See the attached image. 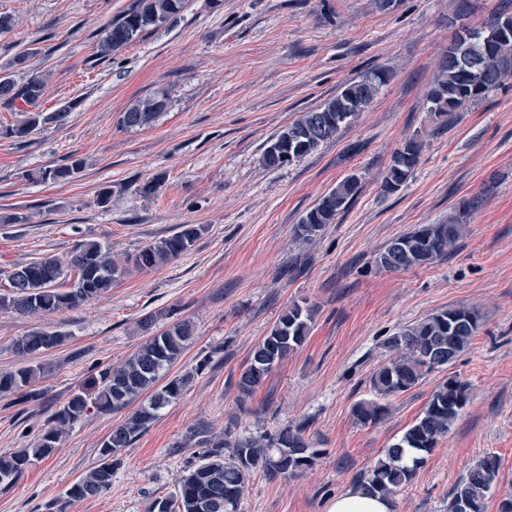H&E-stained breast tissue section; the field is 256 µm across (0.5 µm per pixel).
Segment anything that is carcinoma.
I'll return each instance as SVG.
<instances>
[{"instance_id":"obj_1","label":"carcinoma","mask_w":512,"mask_h":512,"mask_svg":"<svg viewBox=\"0 0 512 512\" xmlns=\"http://www.w3.org/2000/svg\"><path fill=\"white\" fill-rule=\"evenodd\" d=\"M184 4L185 0H133L118 19L101 31L97 54L105 58L120 52L142 33L174 19ZM473 32L480 34L481 52L486 55L487 65L483 68H466L456 60L459 39ZM30 59L31 52L23 51L11 63L13 71L0 73V106L14 110L20 105L23 112V118L15 124L0 127V136L22 140L47 123L64 124L75 108V104L66 103L48 114L40 110L46 77L30 66ZM17 72L23 77L15 78ZM511 77L512 8L506 5L482 25L463 26L458 30L439 62L428 94L429 112L446 122L454 113L486 99ZM385 84L386 74L378 69L344 84L334 97L301 113L275 135L263 152V165L281 169L313 153L364 111ZM170 103L165 91L141 98L122 113L121 124L127 130L148 128L169 109ZM421 151L422 142L416 138L408 139L395 151L382 185L385 193L401 189L418 165ZM83 168L84 160L71 155L67 163L43 168L29 177L42 182L71 181ZM357 190L356 176L340 181L296 225L297 237L310 240L325 225L334 223ZM481 198L478 194L463 201L459 208L448 213L445 222L423 224L394 239L377 257V265L390 270H409L447 256L463 235L466 215L480 206ZM202 230L200 224H183L173 236L139 250L131 261L141 270L164 266L188 252ZM69 269L76 272L77 279L69 290L61 292L56 283ZM123 274L124 270L110 258L108 247L83 239L75 244L65 265L53 258H42L14 268L8 275V292L0 293V309L31 315L69 309L100 296ZM313 317L311 308L299 305L283 312L251 351L250 362L237 382L240 400L250 397L288 354L304 343ZM478 328V315L459 306L387 338L390 358L371 376L373 397L352 407L354 420L363 426L384 420L388 413L384 400L413 388L431 372L455 361L471 344ZM193 335L191 323L175 322L150 337L121 365L102 370L94 399H88L84 393L71 394L30 447L0 455V484L18 479L34 462L52 456L62 434L84 418L89 407L100 413L117 412L146 394L147 404L102 442L97 465L68 488L66 497L47 502L44 512H66L67 503L92 498L110 489L112 475L121 465L122 450L132 444L161 409L178 399L194 375L206 366L204 359L194 370L166 378ZM65 340L61 333L33 331L18 337L12 351L27 361L62 345ZM39 372L40 368L28 365L0 372V398L38 399L39 394L31 387ZM467 400V386L456 378L449 377L439 384L416 422L358 478L361 489L389 498L409 484L425 463L426 454L448 434ZM305 431L306 426L299 424L276 433L230 441L225 435H211L204 425L192 428L189 440L197 442L202 452L183 475L177 494L155 499L150 512H239L248 478L254 473L261 472L270 480L290 478L315 464L319 452L309 446ZM498 475L496 458L486 456L477 461L452 489L447 512H484V500Z\"/></svg>"}]
</instances>
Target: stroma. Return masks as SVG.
Wrapping results in <instances>:
<instances>
[{"label":"stroma","instance_id":"obj_1","mask_svg":"<svg viewBox=\"0 0 512 512\" xmlns=\"http://www.w3.org/2000/svg\"><path fill=\"white\" fill-rule=\"evenodd\" d=\"M131 0H0L14 28L0 33V71L22 51L47 74L43 111L77 106L60 126L24 141L0 137V213L28 215L0 224V292L14 267L44 257L67 260L77 241L108 246L125 275L79 307L24 317L0 309V372L20 367L13 341L32 330L66 334L40 357L39 401L0 398V455L27 446L76 391L93 392L101 369L125 361L150 332L188 320L195 340L174 373L193 382L122 451L112 488L72 502L67 512H148L175 495L197 447L176 449L189 428L255 435L306 424L320 452L297 477L250 478L240 512H326L424 410L435 386L454 377L468 401L394 512H444L468 469L494 456L501 480L485 512L512 492V79L448 123L431 115L427 95L441 53L453 40L458 0H186L180 14L109 58L97 56L101 30ZM389 74L365 112L333 140L293 165L261 164L268 141L305 111L366 71ZM169 91L172 104L149 128L128 131L121 113L136 99ZM423 144L401 189L384 193L394 152ZM84 159L69 182L32 172ZM358 190L313 240L294 229L347 176ZM162 177L149 197L139 188ZM493 192H484L489 180ZM112 199L100 205L98 194ZM481 196L463 236L429 266L386 271L375 259L393 239L447 218ZM184 224L205 230L191 250L155 270L130 258ZM316 311L305 343L246 402L236 382L253 346L289 305ZM465 306L480 318L470 346L446 369L389 397L375 426L357 424L354 403L370 398V377L390 357L385 342L439 311ZM151 328H143L146 316ZM137 410L89 413L57 451L0 485V512H41L97 462L101 443Z\"/></svg>","mask_w":512,"mask_h":512}]
</instances>
